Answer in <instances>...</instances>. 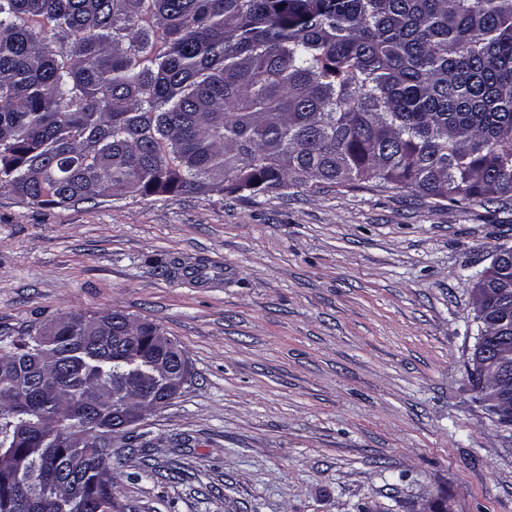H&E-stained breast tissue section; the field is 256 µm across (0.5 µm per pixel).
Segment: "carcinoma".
Wrapping results in <instances>:
<instances>
[{
	"mask_svg": "<svg viewBox=\"0 0 512 512\" xmlns=\"http://www.w3.org/2000/svg\"><path fill=\"white\" fill-rule=\"evenodd\" d=\"M369 181L512 200V0H0V189L23 202ZM475 287L512 399V262ZM155 331L113 309L5 343L0 512H113L112 412L163 396Z\"/></svg>",
	"mask_w": 512,
	"mask_h": 512,
	"instance_id": "carcinoma-1",
	"label": "carcinoma"
}]
</instances>
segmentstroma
I'll return each instance as SVG.
<instances>
[{
    "label": "stroma",
    "mask_w": 512,
    "mask_h": 512,
    "mask_svg": "<svg viewBox=\"0 0 512 512\" xmlns=\"http://www.w3.org/2000/svg\"><path fill=\"white\" fill-rule=\"evenodd\" d=\"M512 206L358 183L32 205L0 190V340L121 309L193 374L112 441L125 512H512L471 291Z\"/></svg>",
    "instance_id": "stroma-1"
}]
</instances>
